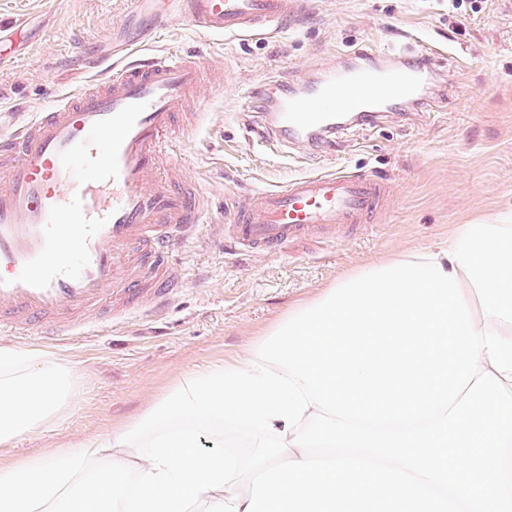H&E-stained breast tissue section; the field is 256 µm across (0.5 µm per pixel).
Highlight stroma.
<instances>
[{
    "instance_id": "35a3bbf8",
    "label": "stroma",
    "mask_w": 512,
    "mask_h": 512,
    "mask_svg": "<svg viewBox=\"0 0 512 512\" xmlns=\"http://www.w3.org/2000/svg\"><path fill=\"white\" fill-rule=\"evenodd\" d=\"M308 16L265 36L213 39L186 27L160 30L151 51L170 46L201 54L224 71V88L204 101V125L175 147V158L210 195V220L233 197L309 172L352 170L383 179L389 194L373 223L284 245L274 255L230 250L211 229L182 245L175 259L191 281L165 304L132 313L112 329L60 343L15 340L70 365L80 403L23 436L13 457L67 448L109 434L149 396L175 379L235 358L288 310L385 258L448 239L456 225L512 215V0H309ZM127 0H0V22L22 23L18 60L0 67V124L45 110L78 91L87 53L107 55ZM438 52L441 102L430 117L389 115L350 124L331 137L330 153L306 158L287 138L260 144L243 112L253 87L272 97L358 51Z\"/></svg>"
}]
</instances>
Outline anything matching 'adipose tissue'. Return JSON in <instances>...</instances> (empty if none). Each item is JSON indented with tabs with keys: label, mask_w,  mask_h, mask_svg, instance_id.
I'll return each mask as SVG.
<instances>
[{
	"label": "adipose tissue",
	"mask_w": 512,
	"mask_h": 512,
	"mask_svg": "<svg viewBox=\"0 0 512 512\" xmlns=\"http://www.w3.org/2000/svg\"><path fill=\"white\" fill-rule=\"evenodd\" d=\"M76 393V378L47 353L0 344V447L55 419Z\"/></svg>",
	"instance_id": "obj_1"
}]
</instances>
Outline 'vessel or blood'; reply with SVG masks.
<instances>
[{"label":"vessel or blood","instance_id":"b4317fda","mask_svg":"<svg viewBox=\"0 0 512 512\" xmlns=\"http://www.w3.org/2000/svg\"><path fill=\"white\" fill-rule=\"evenodd\" d=\"M306 8V0H158L155 14L163 28L242 37L275 32ZM142 49L124 43L103 77L0 134L1 335L57 341L99 331L189 284L171 254L198 236L208 196L174 145L188 129V103L224 81L208 78L198 54ZM436 72L425 47L336 68L281 95L275 130L322 149L337 114L371 125L407 105L431 111L426 86ZM386 192L367 174H308L235 198L236 218L220 230L235 248L273 254L367 223Z\"/></svg>","mask_w":512,"mask_h":512}]
</instances>
